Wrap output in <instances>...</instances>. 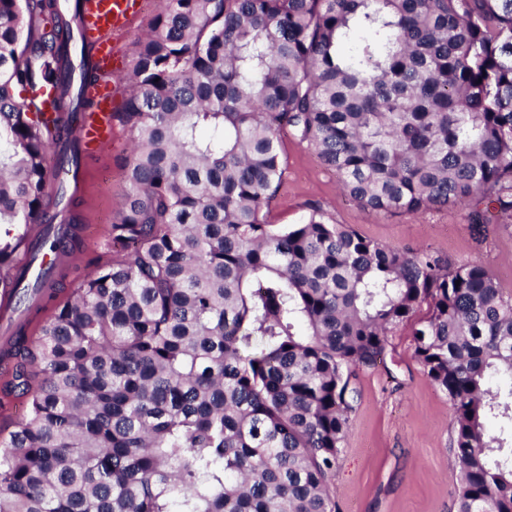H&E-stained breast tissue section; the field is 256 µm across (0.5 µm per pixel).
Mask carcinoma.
<instances>
[{
    "label": "carcinoma",
    "instance_id": "obj_1",
    "mask_svg": "<svg viewBox=\"0 0 512 512\" xmlns=\"http://www.w3.org/2000/svg\"><path fill=\"white\" fill-rule=\"evenodd\" d=\"M80 0H0V288L78 165L98 79ZM128 190L112 260L0 361L28 398L0 441V512H336L329 478L355 369L427 304L412 345L448 397L456 512H512V297L481 264L366 239L313 210H262L285 129L361 206L418 214L488 198L512 220V0H168L138 44ZM53 90L54 112L39 106ZM38 247L70 257L69 240Z\"/></svg>",
    "mask_w": 512,
    "mask_h": 512
}]
</instances>
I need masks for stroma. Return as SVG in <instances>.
<instances>
[{
  "mask_svg": "<svg viewBox=\"0 0 512 512\" xmlns=\"http://www.w3.org/2000/svg\"><path fill=\"white\" fill-rule=\"evenodd\" d=\"M162 4L143 0L140 16L124 35L112 77L119 87L127 86L137 46ZM122 112V105H115L112 146L92 162L93 197L78 210L83 272L109 258L107 232L127 191L125 171L133 143ZM281 139L284 173L262 211L267 223L301 224L318 207L331 223L347 225L375 242L429 249L454 265L482 263L503 294L512 296V225L478 230L470 209L457 206L419 215L367 211L342 190L312 145L288 131ZM411 332L408 323L394 329L383 362L357 369L351 378L354 409L330 482L337 512H455L460 479L451 462L450 407L415 359Z\"/></svg>",
  "mask_w": 512,
  "mask_h": 512,
  "instance_id": "obj_1",
  "label": "stroma"
}]
</instances>
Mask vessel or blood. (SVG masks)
<instances>
[{"label": "vessel or blood", "instance_id": "obj_1", "mask_svg": "<svg viewBox=\"0 0 512 512\" xmlns=\"http://www.w3.org/2000/svg\"><path fill=\"white\" fill-rule=\"evenodd\" d=\"M140 6V0L80 2V34L84 42L92 45L93 61L100 73L96 82L83 88V95L92 106L79 114L74 129L84 159L99 158L112 143V102L118 93L112 82V60Z\"/></svg>", "mask_w": 512, "mask_h": 512}]
</instances>
